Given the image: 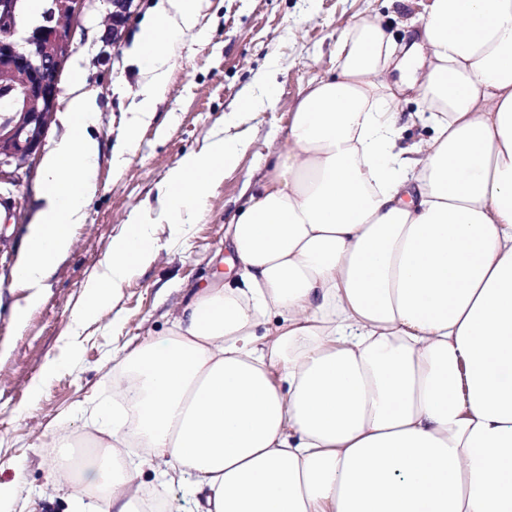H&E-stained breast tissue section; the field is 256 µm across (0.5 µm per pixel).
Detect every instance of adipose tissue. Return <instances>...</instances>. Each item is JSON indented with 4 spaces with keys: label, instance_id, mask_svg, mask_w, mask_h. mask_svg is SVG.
<instances>
[{
    "label": "adipose tissue",
    "instance_id": "ef3b65f1",
    "mask_svg": "<svg viewBox=\"0 0 512 512\" xmlns=\"http://www.w3.org/2000/svg\"><path fill=\"white\" fill-rule=\"evenodd\" d=\"M421 5L411 45L369 17L341 33L334 75L303 92L287 149L227 223L234 281L196 290L173 328L125 351V388L92 412L100 458L72 472L61 436L42 499L65 486L77 512H150L141 465L156 459L161 486L186 487L199 512H512V0ZM202 10L159 0L142 21L120 153L137 149ZM412 94L432 133L405 146ZM241 120L159 186L170 243L247 150ZM60 121L15 267L18 322L97 189L81 73ZM157 248L132 214L79 320L118 301Z\"/></svg>",
    "mask_w": 512,
    "mask_h": 512
}]
</instances>
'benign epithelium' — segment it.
Listing matches in <instances>:
<instances>
[{
  "mask_svg": "<svg viewBox=\"0 0 512 512\" xmlns=\"http://www.w3.org/2000/svg\"><path fill=\"white\" fill-rule=\"evenodd\" d=\"M25 0H0V185L20 187L32 173L58 105L77 22L90 0H46L42 22L20 27ZM110 46L128 24L134 0H105Z\"/></svg>",
  "mask_w": 512,
  "mask_h": 512,
  "instance_id": "benign-epithelium-1",
  "label": "benign epithelium"
}]
</instances>
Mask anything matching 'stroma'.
Segmentation results:
<instances>
[{
    "label": "stroma",
    "mask_w": 512,
    "mask_h": 512,
    "mask_svg": "<svg viewBox=\"0 0 512 512\" xmlns=\"http://www.w3.org/2000/svg\"><path fill=\"white\" fill-rule=\"evenodd\" d=\"M157 2L135 0L131 20L110 48L99 40L107 22L104 0H92L79 20L85 38L76 42L66 69L82 71L98 106L99 188L40 305L21 325L10 307L26 292L10 270L38 209L36 183L0 188V483L13 486L14 512H71L67 494L48 503L39 492L54 471L53 441L63 430L86 427L75 413L78 403H108L119 393L113 351L129 340L162 335L190 290L231 280L227 213L247 203V185L265 177L274 152L286 146L293 104L311 81L334 71L341 32L369 16L398 41L420 10L399 0H206L203 30L178 43L154 120L117 169L114 148L141 80L140 65L126 49ZM267 85L272 104L248 113L240 125L249 147L223 183L211 188L185 243L168 246L167 225H157L161 246L151 264L130 277L115 306L77 321L85 284L129 216L154 200L158 184L184 156L223 136L225 116L245 111Z\"/></svg>",
    "instance_id": "obj_1"
}]
</instances>
